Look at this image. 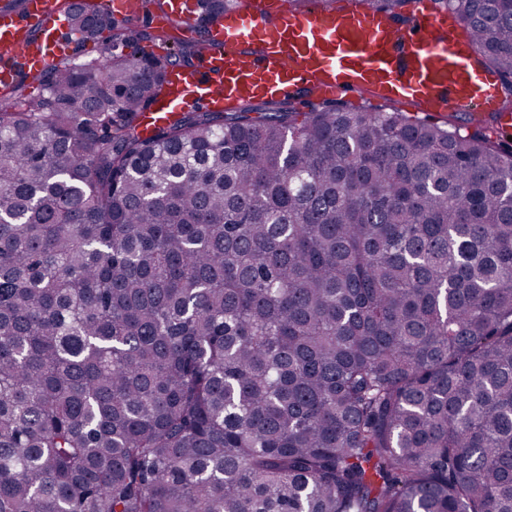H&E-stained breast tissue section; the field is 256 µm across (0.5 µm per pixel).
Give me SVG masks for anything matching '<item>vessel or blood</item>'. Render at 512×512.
<instances>
[{
	"label": "vessel or blood",
	"mask_w": 512,
	"mask_h": 512,
	"mask_svg": "<svg viewBox=\"0 0 512 512\" xmlns=\"http://www.w3.org/2000/svg\"><path fill=\"white\" fill-rule=\"evenodd\" d=\"M162 16L186 32L196 27L188 0H166ZM464 28L448 12H423L401 26L353 2L338 12L314 5L279 16L263 0H238L212 21L197 65L168 74L166 102L142 126L177 109L220 110L305 86L322 100L363 88L383 100L418 101L427 112H495L502 128L512 127L501 84L477 66ZM66 48L58 0H27L21 12L0 0L1 85L20 73L37 76Z\"/></svg>",
	"instance_id": "1"
}]
</instances>
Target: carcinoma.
I'll return each instance as SVG.
<instances>
[{"mask_svg":"<svg viewBox=\"0 0 512 512\" xmlns=\"http://www.w3.org/2000/svg\"><path fill=\"white\" fill-rule=\"evenodd\" d=\"M438 3L512 93V0ZM67 19L112 46L0 110V512H512V150L306 92L144 135L206 42Z\"/></svg>","mask_w":512,"mask_h":512,"instance_id":"cac0c4a2","label":"carcinoma"}]
</instances>
